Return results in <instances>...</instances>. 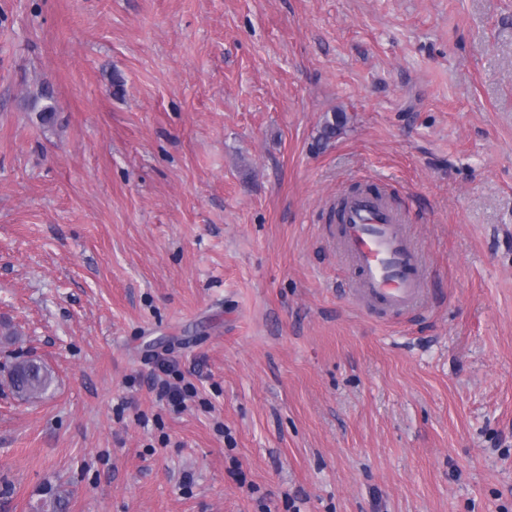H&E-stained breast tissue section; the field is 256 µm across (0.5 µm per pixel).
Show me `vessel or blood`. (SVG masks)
<instances>
[{
    "label": "vessel or blood",
    "instance_id": "1",
    "mask_svg": "<svg viewBox=\"0 0 512 512\" xmlns=\"http://www.w3.org/2000/svg\"><path fill=\"white\" fill-rule=\"evenodd\" d=\"M405 222L404 213L378 191L353 194L342 207L341 251L356 271L351 292L370 310L410 313L425 298L426 268Z\"/></svg>",
    "mask_w": 512,
    "mask_h": 512
}]
</instances>
